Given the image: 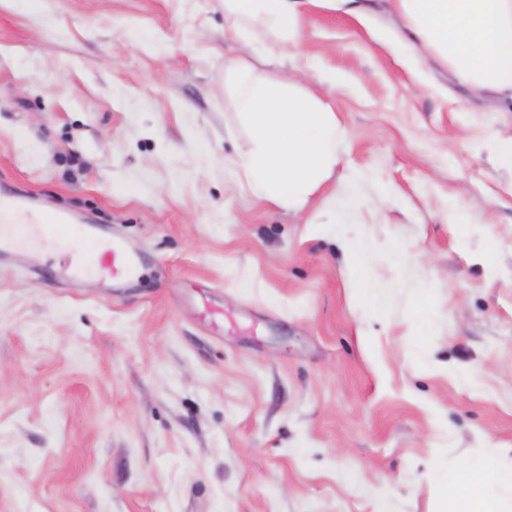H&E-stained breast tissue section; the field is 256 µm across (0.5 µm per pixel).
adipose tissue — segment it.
<instances>
[{"mask_svg":"<svg viewBox=\"0 0 512 512\" xmlns=\"http://www.w3.org/2000/svg\"><path fill=\"white\" fill-rule=\"evenodd\" d=\"M415 50L446 65L477 98L512 105V0H391ZM294 0H224V23L237 38L255 21L275 25L287 45L300 40ZM231 101L247 133L248 148L233 172L248 193L302 207L333 175L340 129L328 95L305 91L285 77L259 78L247 58L227 71ZM512 490V467L494 460L449 481L451 512H512L498 490Z\"/></svg>","mask_w":512,"mask_h":512,"instance_id":"adipose-tissue-1","label":"adipose tissue"}]
</instances>
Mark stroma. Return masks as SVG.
I'll use <instances>...</instances> for the list:
<instances>
[{
  "label": "stroma",
  "instance_id": "stroma-1",
  "mask_svg": "<svg viewBox=\"0 0 512 512\" xmlns=\"http://www.w3.org/2000/svg\"><path fill=\"white\" fill-rule=\"evenodd\" d=\"M298 10L300 49L252 34L258 75L336 81L341 162L299 212L232 174L222 0H0V193L148 267L105 288L0 259V512H436L448 477L512 464V172L488 149L512 112L412 50L389 0ZM352 171L370 204L337 224Z\"/></svg>",
  "mask_w": 512,
  "mask_h": 512
}]
</instances>
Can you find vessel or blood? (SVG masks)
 <instances>
[{
  "label": "vessel or blood",
  "mask_w": 512,
  "mask_h": 512,
  "mask_svg": "<svg viewBox=\"0 0 512 512\" xmlns=\"http://www.w3.org/2000/svg\"><path fill=\"white\" fill-rule=\"evenodd\" d=\"M89 240L93 251L74 250L60 264V277L80 280L94 277L101 281L138 276L143 259L125 237L97 226L75 228L68 213L60 210L33 212L28 196L0 195V256L40 248L46 241L62 240L69 234Z\"/></svg>",
  "instance_id": "vessel-or-blood-1"
}]
</instances>
